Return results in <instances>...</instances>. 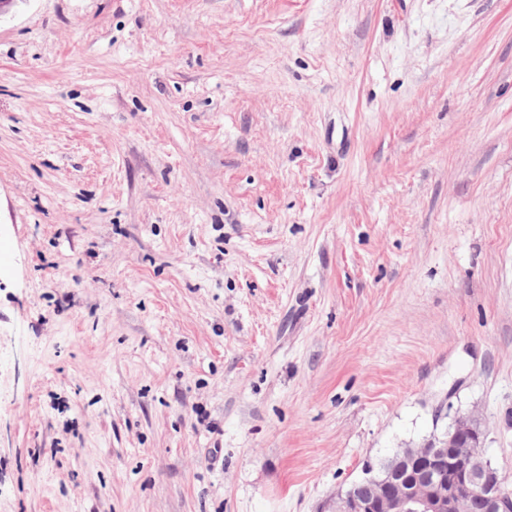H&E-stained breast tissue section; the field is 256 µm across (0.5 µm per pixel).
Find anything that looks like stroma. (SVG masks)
Wrapping results in <instances>:
<instances>
[{
	"label": "stroma",
	"instance_id": "1",
	"mask_svg": "<svg viewBox=\"0 0 512 512\" xmlns=\"http://www.w3.org/2000/svg\"><path fill=\"white\" fill-rule=\"evenodd\" d=\"M469 414L512 490V0L0 5V512H324Z\"/></svg>",
	"mask_w": 512,
	"mask_h": 512
}]
</instances>
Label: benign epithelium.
Masks as SVG:
<instances>
[{"instance_id": "1", "label": "benign epithelium", "mask_w": 512, "mask_h": 512, "mask_svg": "<svg viewBox=\"0 0 512 512\" xmlns=\"http://www.w3.org/2000/svg\"><path fill=\"white\" fill-rule=\"evenodd\" d=\"M415 482L402 484L404 461L383 473L371 466L356 487L328 503L329 512H512V491L484 452V431L473 415L453 419L451 431L418 451Z\"/></svg>"}]
</instances>
